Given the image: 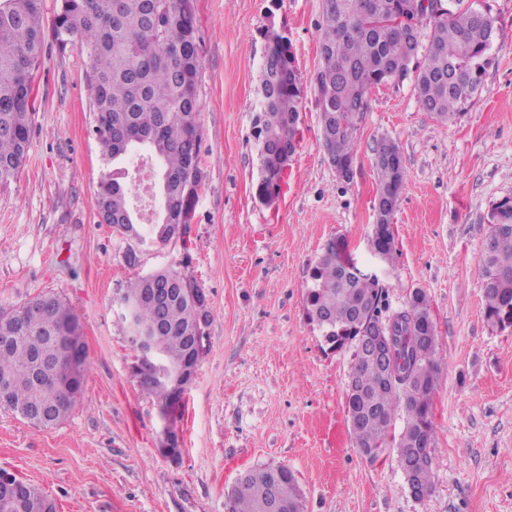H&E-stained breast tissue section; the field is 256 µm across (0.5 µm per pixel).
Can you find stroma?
Returning <instances> with one entry per match:
<instances>
[{"mask_svg":"<svg viewBox=\"0 0 512 512\" xmlns=\"http://www.w3.org/2000/svg\"><path fill=\"white\" fill-rule=\"evenodd\" d=\"M486 4L498 32L481 94L445 125L412 80L372 88L343 180L320 141L314 90L322 0H194L204 177L184 244L148 238L145 221L140 240L99 223L92 61L46 42L29 152L0 188V310L58 294L82 321L90 368L56 426L0 409V471L45 490L57 512H226L246 471L280 465L306 512H512V327L485 319L479 264L490 212L512 197V0ZM270 28L292 44L302 94L300 146L267 206L254 197L252 132ZM383 139L399 145L406 179L392 223L397 259L379 283L394 309L426 292L441 359L434 488L422 499L398 462L402 420L377 457L355 447L351 352L330 349L305 306L328 240L346 241L361 266L375 263L373 158ZM182 265L211 317L197 376L169 420L131 371L119 299L134 276ZM171 425L183 448L175 462L160 451Z\"/></svg>","mask_w":512,"mask_h":512,"instance_id":"1","label":"stroma"}]
</instances>
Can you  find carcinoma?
<instances>
[{
  "label": "carcinoma",
  "instance_id": "cac0c4a2",
  "mask_svg": "<svg viewBox=\"0 0 512 512\" xmlns=\"http://www.w3.org/2000/svg\"><path fill=\"white\" fill-rule=\"evenodd\" d=\"M323 0L320 64L315 87L320 105L321 143L329 162L354 160V135L368 110L371 88L400 76L412 78L422 108L446 124L466 109L481 89L493 48L489 31L497 28L490 9L479 13L465 0H437L427 16L409 15L411 23L395 24L396 14L416 0ZM193 0H60L51 36L59 51L77 47L92 59L89 90L96 112L105 114L109 132L97 138L105 171L97 184L96 205L102 224H112L141 237L130 204L129 181L139 152L156 160L160 193L156 210L167 223L151 225V234L173 238L169 225L184 224L195 208L185 197L200 186L201 131L198 121L200 58ZM45 30L42 0H0V187L18 175L31 141L33 84L43 54ZM423 62L412 65L418 53ZM301 89L291 46L264 62L261 111L254 118L259 144L258 199H276L288 158L297 147ZM377 195L370 247L385 251L392 264V220L406 171L399 146L381 140L375 150ZM512 197L495 204L490 232L480 256L484 316L487 322L512 326ZM353 259L334 249L324 251L311 272L305 304L310 319L324 315V341L349 348L359 334L360 308L370 307L369 320L392 328L397 337L399 369L384 380L377 363L353 357L354 385L346 388L348 415L356 448L374 457L385 448L396 417L404 425L397 456L409 483L421 494L433 490L431 442L432 398L439 381L440 355L427 294L414 291L408 304L390 309L375 279L346 271ZM184 273L162 268L127 282L123 299L135 298L139 322L159 338L162 368L181 364L199 308L182 293ZM33 303L42 305L36 320L25 318L21 330L0 313V381L11 389L7 410L29 423L50 427L61 422L75 400L54 382L53 373L68 349L86 347L83 326L66 301L47 292L14 309L21 316ZM141 386L154 396L162 414L174 406V391L160 377L142 376ZM288 487L287 512H304L294 492V476L280 468ZM267 468L246 472L227 495L230 512H266L272 491ZM28 512H56L54 501L39 487L22 482Z\"/></svg>",
  "mask_w": 512,
  "mask_h": 512
}]
</instances>
